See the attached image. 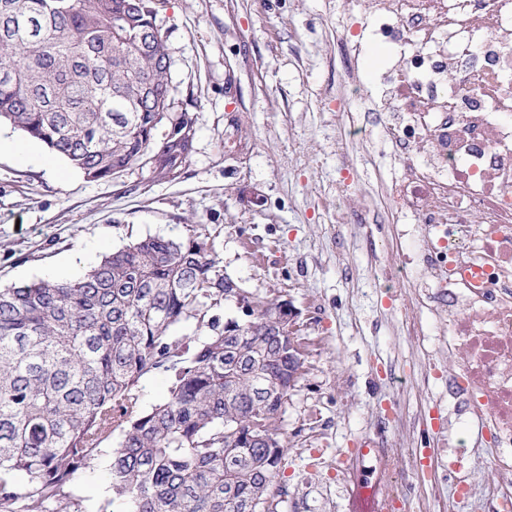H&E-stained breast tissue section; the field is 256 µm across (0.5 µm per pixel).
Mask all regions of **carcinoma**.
I'll return each instance as SVG.
<instances>
[{
	"instance_id": "cac0c4a2",
	"label": "carcinoma",
	"mask_w": 512,
	"mask_h": 512,
	"mask_svg": "<svg viewBox=\"0 0 512 512\" xmlns=\"http://www.w3.org/2000/svg\"><path fill=\"white\" fill-rule=\"evenodd\" d=\"M154 0H0V122L105 179L169 172L196 134L160 101ZM167 133L156 136L161 124ZM255 303L221 320L217 302ZM282 302L225 283L208 242L149 236L65 279L0 287V512H266L300 375ZM194 323L199 336L173 328ZM172 376L143 405L148 373ZM110 481L84 496L80 471Z\"/></svg>"
}]
</instances>
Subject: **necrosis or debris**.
Here are the masks:
<instances>
[{
    "label": "necrosis or debris",
    "mask_w": 512,
    "mask_h": 512,
    "mask_svg": "<svg viewBox=\"0 0 512 512\" xmlns=\"http://www.w3.org/2000/svg\"><path fill=\"white\" fill-rule=\"evenodd\" d=\"M362 40L386 58L369 97L374 138L399 168L387 213L412 243L400 274L424 268L416 336L446 337L448 467L461 436L486 447L499 488L462 490L459 512H512V0H347ZM432 319L423 322V311Z\"/></svg>",
    "instance_id": "necrosis-or-debris-1"
}]
</instances>
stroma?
<instances>
[{"label":"stroma","instance_id":"stroma-1","mask_svg":"<svg viewBox=\"0 0 512 512\" xmlns=\"http://www.w3.org/2000/svg\"><path fill=\"white\" fill-rule=\"evenodd\" d=\"M344 0H156L171 61V109L196 120L182 165L133 164L86 179L0 124V285L59 279L148 235L198 234L250 295L290 302L303 368L285 405L288 451L277 512H348L372 438L391 455L408 512H449L453 474L436 424L458 362L444 337L414 336L404 309L419 277L383 283L408 244L396 224L361 216L386 205L393 170L369 125L351 133L373 78L357 63L350 95L341 60L357 19ZM349 180L337 223L325 196Z\"/></svg>","mask_w":512,"mask_h":512}]
</instances>
